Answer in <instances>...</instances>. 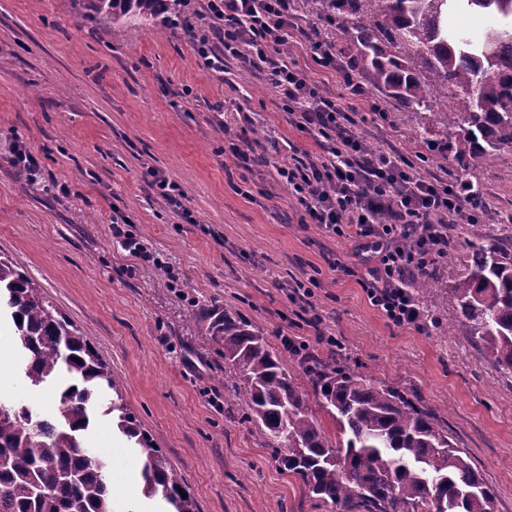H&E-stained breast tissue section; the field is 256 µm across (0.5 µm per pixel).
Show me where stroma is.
Masks as SVG:
<instances>
[{"label":"stroma","mask_w":512,"mask_h":512,"mask_svg":"<svg viewBox=\"0 0 512 512\" xmlns=\"http://www.w3.org/2000/svg\"><path fill=\"white\" fill-rule=\"evenodd\" d=\"M292 60L323 95L343 88L294 35ZM372 93L349 101L358 131L397 150L429 177L468 174L435 164L410 140L406 112ZM261 145L293 142L320 154L297 130L257 72L228 61L217 72L189 47L183 25L115 26L84 18L77 0H0V255L18 262L52 304L80 328L120 380L143 430L162 448L199 512H334L280 467L255 428L227 409L224 356L205 340L196 305L227 308L263 330L307 342L311 354L336 337L350 367L375 383L413 393L436 411L493 488L497 512H512V378L463 336L444 330L456 313L446 298L417 327H398L368 299L352 244L304 223L287 187L265 166L225 151V128ZM37 155L36 181L6 158L15 142ZM512 152L487 158L477 207L491 235L512 239ZM174 182L194 223L147 191V168ZM121 212L143 241L132 255L112 235ZM339 267H332V260ZM312 296L293 299L295 281ZM9 322L0 323V396L56 414L54 386L29 387ZM88 442L118 489L114 512H158L142 494L143 462L111 416L96 411Z\"/></svg>","instance_id":"1"}]
</instances>
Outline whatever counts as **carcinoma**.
<instances>
[{"label":"carcinoma","instance_id":"cac0c4a2","mask_svg":"<svg viewBox=\"0 0 512 512\" xmlns=\"http://www.w3.org/2000/svg\"><path fill=\"white\" fill-rule=\"evenodd\" d=\"M343 38L336 51L361 69L414 117L411 137L429 141L433 123L455 141L442 149L463 170L512 150V0H310ZM189 0H79L83 16L113 24L152 25L171 4ZM480 13L489 27L475 40L448 28V15ZM428 305L444 292L457 316L449 327L512 376V242L473 231L470 257L448 282L428 277L412 285ZM10 311L32 387L58 382L54 416L0 399V512H113L108 466L84 444L89 406L100 387L114 398L106 414L143 460V494L170 512H198L162 449L124 403L109 365L77 325L43 295L13 259L0 256V308ZM202 335L224 355V370L239 380L236 398L283 468L338 512H495L483 482L448 428L403 390L376 385L344 365L339 344L327 357L305 359L304 374L320 405L336 422L332 442L310 413L299 387L264 333L226 309L195 313Z\"/></svg>","mask_w":512,"mask_h":512}]
</instances>
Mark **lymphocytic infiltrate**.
Returning <instances> with one entry per match:
<instances>
[{"label": "lymphocytic infiltrate", "instance_id": "lymphocytic-infiltrate-1", "mask_svg": "<svg viewBox=\"0 0 512 512\" xmlns=\"http://www.w3.org/2000/svg\"><path fill=\"white\" fill-rule=\"evenodd\" d=\"M221 22L219 42L190 46L213 70L238 59L263 73L276 89L291 125L323 140L322 155L297 156L296 146L275 167L310 223L351 239L374 255L364 282L372 306L390 322L418 325L424 313L411 284L448 250V227L478 221L469 196L422 175L399 154L371 147L354 129L340 98L327 97L282 47L299 31L296 0H207Z\"/></svg>", "mask_w": 512, "mask_h": 512}]
</instances>
